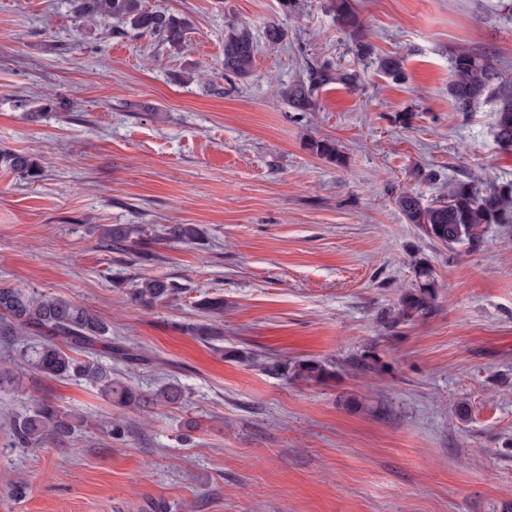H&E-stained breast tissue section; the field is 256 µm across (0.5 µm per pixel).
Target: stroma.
Wrapping results in <instances>:
<instances>
[{
    "label": "stroma",
    "mask_w": 512,
    "mask_h": 512,
    "mask_svg": "<svg viewBox=\"0 0 512 512\" xmlns=\"http://www.w3.org/2000/svg\"><path fill=\"white\" fill-rule=\"evenodd\" d=\"M506 0H355L408 80L362 73L295 112L279 88L308 63L349 69L347 30L325 0H145L188 23L180 55L115 18L83 22L69 0H0V150L34 154L30 179L0 167V284L93 309L148 364L112 371L181 404L145 415L89 384L17 371L0 391V512H490L512 502V224L437 246L394 197L437 198L448 179H512L498 102L454 111L451 54L497 59L512 83ZM279 23L282 43L262 39ZM258 34L250 76L224 73V32ZM61 107L47 110L48 99ZM412 114L403 123L402 113ZM335 141L336 166L310 153ZM437 173L416 181L411 172ZM145 225L144 262L105 226ZM195 224V245L162 239ZM433 311L397 321L419 264ZM182 284L146 309L141 277ZM221 358L190 331L206 297ZM325 363L320 383L282 365ZM46 401L85 422L64 447L18 448L13 420ZM121 424L114 432L113 424Z\"/></svg>",
    "instance_id": "35a3bbf8"
}]
</instances>
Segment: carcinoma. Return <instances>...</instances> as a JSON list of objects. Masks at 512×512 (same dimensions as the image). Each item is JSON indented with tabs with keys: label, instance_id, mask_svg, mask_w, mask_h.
<instances>
[{
	"label": "carcinoma",
	"instance_id": "1",
	"mask_svg": "<svg viewBox=\"0 0 512 512\" xmlns=\"http://www.w3.org/2000/svg\"><path fill=\"white\" fill-rule=\"evenodd\" d=\"M80 17L93 20L117 18L143 35H150L174 54L184 50L188 26L185 21L164 10H149L143 0H72ZM327 9L336 23L349 30L351 51L359 64L372 68L395 84L407 80L404 59L398 55H381L371 43V33L356 15L352 0H328ZM257 48L256 36L246 25L231 24L224 32V73L237 77L251 75ZM347 88L360 86L359 71L335 70L329 64L311 67L306 77L288 86L282 96L295 112L316 108L317 90L330 82ZM496 94L499 102L496 139L512 149V93L503 89L502 73L493 59L481 52L461 48L449 59L448 99L454 111L467 113L487 95ZM309 150L331 164L341 166L343 159L331 139H313ZM35 178L40 164L31 155L17 151L0 152V167ZM406 221L422 229L434 243L453 249L481 239L489 224H512V181L476 179L464 174L448 181V191L433 201L416 192L404 191L395 197ZM144 228L132 224H114L103 231L113 248H127L143 239ZM202 230L195 224H170L163 228L162 239L186 244L200 240ZM436 282L433 271L422 267L415 287L406 291L399 302L398 316L404 320L422 317L432 308ZM181 287L163 277L148 276L129 289L131 301L152 308L173 299ZM198 309L205 316L224 312V298H204ZM109 328L90 308L71 300L37 294L11 285H0V336L16 342L21 365L53 379L83 380L99 394L122 409L149 412L160 406L181 403L182 391L171 384L157 390L136 388L112 374V367L97 358L103 352L118 361L138 364L144 356L125 345L112 343ZM194 335L206 342L222 340L223 333L207 323L192 328ZM294 378L322 382L332 374L325 364L305 360L291 368ZM83 420L45 402L15 422L14 440L21 448L61 446Z\"/></svg>",
	"mask_w": 512,
	"mask_h": 512
}]
</instances>
